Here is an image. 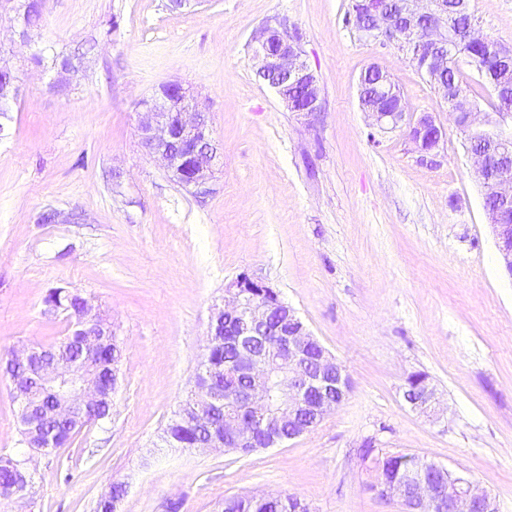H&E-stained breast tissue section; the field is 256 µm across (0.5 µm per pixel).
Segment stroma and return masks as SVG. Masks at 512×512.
<instances>
[{"instance_id": "obj_1", "label": "stroma", "mask_w": 512, "mask_h": 512, "mask_svg": "<svg viewBox=\"0 0 512 512\" xmlns=\"http://www.w3.org/2000/svg\"><path fill=\"white\" fill-rule=\"evenodd\" d=\"M353 0H45L28 40L0 11L21 98L0 138V355L67 332L55 288L80 293L123 346L112 418L35 454V494L0 512H222L225 498L280 493L311 512H402L371 489L364 441L445 465L512 512V277L500 267L484 189L448 104L393 42L365 39ZM484 36L512 48V0H471ZM295 35L322 90L314 124L257 73L265 26ZM96 43L60 92L42 49ZM445 131L419 159L378 132L359 100L369 66ZM176 82L210 107L221 159L208 193L174 184L140 144L137 102ZM279 291L345 368L351 390L310 433L247 455L164 450L189 394L214 306L241 273ZM425 373L443 414L403 398ZM0 376V453L20 439Z\"/></svg>"}]
</instances>
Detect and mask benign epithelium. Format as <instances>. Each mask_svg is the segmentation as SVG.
I'll return each instance as SVG.
<instances>
[{
	"label": "benign epithelium",
	"instance_id": "7a95c632",
	"mask_svg": "<svg viewBox=\"0 0 512 512\" xmlns=\"http://www.w3.org/2000/svg\"><path fill=\"white\" fill-rule=\"evenodd\" d=\"M352 15L365 37L396 41L412 57L426 56L434 63L433 85H444L437 73L457 55L458 41L448 33L447 0H356ZM254 56L260 61L258 74L275 89L292 112L311 120L322 111L321 87L317 77L301 60L297 39L288 31L267 26L255 39ZM381 132L403 131L420 154L433 155L440 147L443 130L429 112L416 116L399 105L394 112L364 108ZM138 129L146 152L160 160L169 178L195 193L207 192L218 144L213 137L209 108L188 97L176 83H164L138 102ZM512 120V112H472L469 129L494 128V140L487 147L468 149L476 159L481 182H491L497 201L484 204L496 238L500 262L512 275V224L506 222L512 207V132L502 126ZM224 305L214 309L207 346L222 334L234 337L238 368L255 373V349L266 336L278 337V352L283 363L277 388V403L252 388L240 394L238 408L224 415V436L211 434L200 443L204 448H254L259 429H264L263 447L269 448L284 438H297L312 431L343 402L351 389L345 369L306 328L295 310L269 285L247 274L229 287ZM72 335L82 337L81 354L75 361L59 364L58 353L43 347L14 349L0 371L14 385L20 418L26 432L40 448L55 447L46 433L38 394L45 388L57 390L53 412L61 419H78L93 412L100 401L117 388L119 371L112 370V384L101 380L99 353L115 338L112 326L92 313L87 300L69 314ZM412 409L436 412V389L426 374H411L403 393ZM189 420L201 428H212L216 409L224 405V390L211 379L206 368L199 369ZM288 424V436L281 425ZM401 478L383 479L372 486L382 498H396L401 504L414 503L418 512H496L491 497L469 479L446 467L430 462L421 465L415 458Z\"/></svg>",
	"mask_w": 512,
	"mask_h": 512
}]
</instances>
